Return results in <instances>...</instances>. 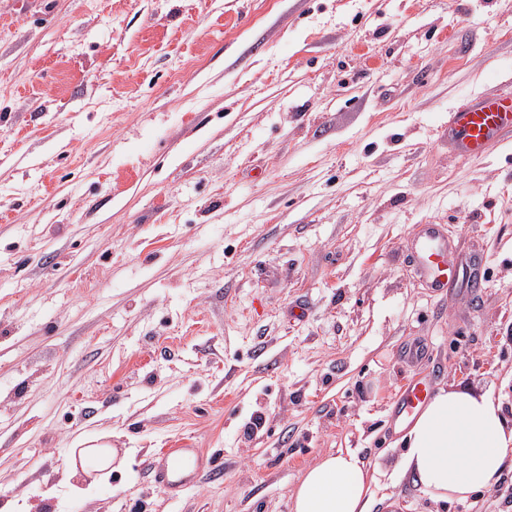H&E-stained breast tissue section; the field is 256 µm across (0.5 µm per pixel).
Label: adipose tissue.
Returning a JSON list of instances; mask_svg holds the SVG:
<instances>
[{"label": "adipose tissue", "instance_id": "ef3b65f1", "mask_svg": "<svg viewBox=\"0 0 512 512\" xmlns=\"http://www.w3.org/2000/svg\"><path fill=\"white\" fill-rule=\"evenodd\" d=\"M402 472L435 500H462L489 490L512 468V422L490 393L439 389L405 433ZM373 478L352 451L310 466L291 494L292 512H370Z\"/></svg>", "mask_w": 512, "mask_h": 512}]
</instances>
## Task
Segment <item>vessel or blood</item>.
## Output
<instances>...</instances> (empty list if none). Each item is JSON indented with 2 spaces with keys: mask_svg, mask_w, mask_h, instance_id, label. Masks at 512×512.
<instances>
[{
  "mask_svg": "<svg viewBox=\"0 0 512 512\" xmlns=\"http://www.w3.org/2000/svg\"><path fill=\"white\" fill-rule=\"evenodd\" d=\"M512 136V88L498 94L464 100L448 115V146L459 158L486 154L495 144ZM407 259L417 275L439 294L457 288L460 280L478 282L484 264L482 256L461 258L455 243L443 225L423 224L410 238ZM439 369H431L407 380L394 402L389 425L399 428L410 424L430 399ZM202 463L197 448H168L149 464L152 481L173 490L189 482Z\"/></svg>",
  "mask_w": 512,
  "mask_h": 512,
  "instance_id": "vessel-or-blood-1",
  "label": "vessel or blood"
}]
</instances>
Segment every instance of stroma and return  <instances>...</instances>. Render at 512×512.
<instances>
[{
  "instance_id": "35a3bbf8",
  "label": "stroma",
  "mask_w": 512,
  "mask_h": 512,
  "mask_svg": "<svg viewBox=\"0 0 512 512\" xmlns=\"http://www.w3.org/2000/svg\"><path fill=\"white\" fill-rule=\"evenodd\" d=\"M510 85L512 0H0V506L291 512L352 450L371 512H512L511 469L435 502L388 424L421 336L512 420V138L448 149ZM421 224L481 287L423 285ZM101 431L117 460L73 489ZM182 444L223 479L157 488ZM512 135V88L464 100L448 114V147L459 158L486 154Z\"/></svg>"
}]
</instances>
